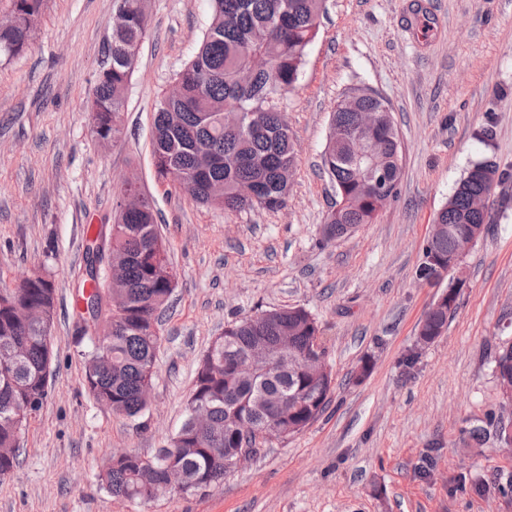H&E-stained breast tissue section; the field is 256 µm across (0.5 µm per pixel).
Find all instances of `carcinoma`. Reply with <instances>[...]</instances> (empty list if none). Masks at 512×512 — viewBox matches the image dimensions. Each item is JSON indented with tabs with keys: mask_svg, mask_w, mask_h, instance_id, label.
Segmentation results:
<instances>
[{
	"mask_svg": "<svg viewBox=\"0 0 512 512\" xmlns=\"http://www.w3.org/2000/svg\"><path fill=\"white\" fill-rule=\"evenodd\" d=\"M126 14L124 27L112 33L92 90L89 112L93 133L103 148L120 137L125 91L136 67L137 49L148 28V17L138 0H114ZM213 9L195 55L177 75L176 97L161 98L154 119L152 155L157 176L182 186L205 205L230 211L256 207L280 210L287 205L295 164V143L286 113L280 108L283 93L294 88L308 46L318 34L326 0H212ZM44 0H14L11 16L0 20V57L12 58L28 46ZM376 98H361L357 110L336 103L332 132L323 154V166L336 184L335 209L325 221V236L341 239L363 224H371L397 194L400 172L393 155L398 138L392 115L369 133L373 152L389 172L384 192L360 178L349 160V141L358 132V111L379 109ZM205 152L211 164L197 170V156ZM512 174L489 162L474 164L437 215L448 226L441 237L429 240L424 250L452 252L458 233L487 223V216L471 208L472 199L501 185ZM249 184L257 199L246 200L240 187ZM122 192L112 224V260L125 271L127 288L112 303V332L103 337L82 333L93 345L83 366V381L97 401H108L112 412L137 418L148 406L143 388L156 375L157 352L162 343L161 318L173 286L155 265L152 202L147 196L127 199ZM42 307L46 321L24 323L23 309ZM455 309L429 311L418 335L440 336ZM55 314L52 277L41 273L15 288H0V478L17 465L20 445L16 412L31 398L46 399L52 374L51 325ZM257 336L276 343L283 336L299 360L294 372L279 369L277 355L254 376L235 370ZM321 345L315 318L300 307L244 316L224 327L223 341L213 342L199 361L192 394L209 412L207 426L198 428L186 415L166 448L150 458L152 469L140 467L142 456L129 452L120 460L108 459L99 474L114 497L154 499L165 492V474L179 470L187 492H197L224 480V461L243 447L239 424L248 421L261 430L286 439L303 431L325 411L332 375L310 372L306 357ZM503 370L497 384L512 385V343L496 357Z\"/></svg>",
	"mask_w": 512,
	"mask_h": 512,
	"instance_id": "cac0c4a2",
	"label": "carcinoma"
}]
</instances>
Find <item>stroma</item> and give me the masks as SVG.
I'll list each match as a JSON object with an SVG mask.
<instances>
[{
	"label": "stroma",
	"mask_w": 512,
	"mask_h": 512,
	"mask_svg": "<svg viewBox=\"0 0 512 512\" xmlns=\"http://www.w3.org/2000/svg\"><path fill=\"white\" fill-rule=\"evenodd\" d=\"M148 11L124 132L108 149L91 132L88 100L113 0H45L27 50L0 58V288L43 266L57 297L48 396L0 478V512H512V450L492 434L470 438L490 414L512 421L494 375L499 346L512 341V180L494 189L488 230L460 268L436 284L417 276L437 214L470 167L512 170V0H327L281 101L296 160L277 211L203 206L157 178L155 112L207 29L211 0H149ZM357 87L388 100L402 175L373 223L326 243L336 190L322 156L337 101ZM131 174L178 276L151 402L135 421L86 391L92 346L78 341L73 313L87 241L113 223ZM457 280L444 334L405 366L421 320ZM288 307L316 318L333 376L315 422L203 491L144 502L101 487L110 456L169 445L196 366L228 322Z\"/></svg>",
	"instance_id": "obj_1"
}]
</instances>
